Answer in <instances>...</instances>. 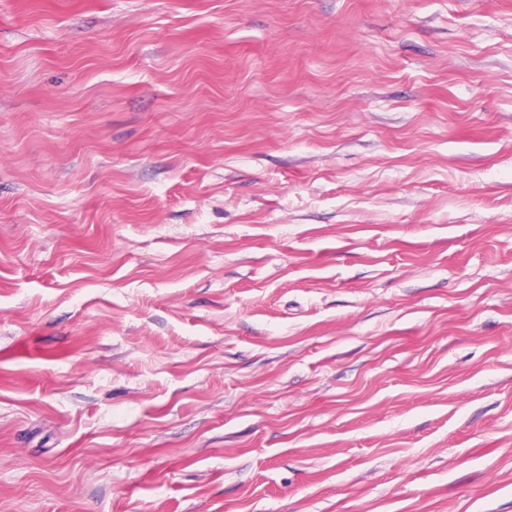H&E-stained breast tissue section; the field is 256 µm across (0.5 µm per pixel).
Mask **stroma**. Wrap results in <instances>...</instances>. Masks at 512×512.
Segmentation results:
<instances>
[{
    "instance_id": "stroma-1",
    "label": "stroma",
    "mask_w": 512,
    "mask_h": 512,
    "mask_svg": "<svg viewBox=\"0 0 512 512\" xmlns=\"http://www.w3.org/2000/svg\"><path fill=\"white\" fill-rule=\"evenodd\" d=\"M0 512H512V0H0Z\"/></svg>"
}]
</instances>
